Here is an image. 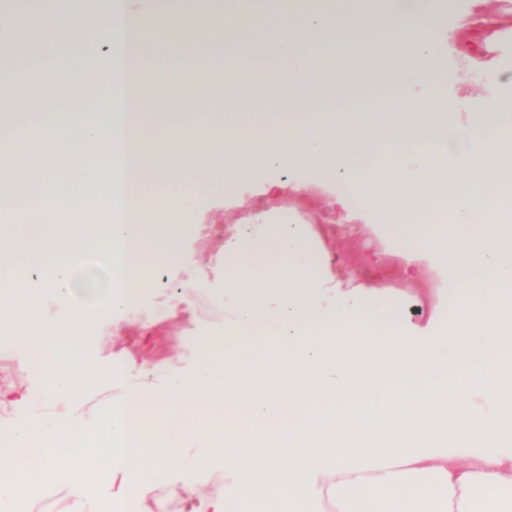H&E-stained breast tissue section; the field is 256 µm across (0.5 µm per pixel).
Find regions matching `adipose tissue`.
<instances>
[{
  "mask_svg": "<svg viewBox=\"0 0 512 512\" xmlns=\"http://www.w3.org/2000/svg\"><path fill=\"white\" fill-rule=\"evenodd\" d=\"M5 0L15 44L54 21L64 43L95 24L102 50L37 66L0 65V334L37 354L62 409L0 431V512H14L23 466L41 477L65 474L71 512H120L149 484L167 481L184 448V418L204 411L193 437L195 464L224 469V493L199 512H512V99L500 57L476 88L478 112L460 121L441 91L446 67L436 34L474 24L456 0H281L269 27L248 31L258 0H194L161 13L159 0ZM177 40L202 55L224 53V79L160 66L150 49ZM261 53L282 69L264 79L242 67ZM105 89L111 114L18 120L49 101L77 97L88 82ZM389 87L377 110L365 84ZM174 106L245 99L300 100L265 126L244 120L206 143L155 125L159 96ZM89 160L111 163L117 198L82 175ZM303 165L316 183L369 185L371 209L349 222L388 234L406 269H434L437 302L426 320L383 318L413 294L336 284L307 258L316 249L306 224H276L271 210L229 227L220 252L226 314L203 337L195 367L170 368L156 391L126 388L93 426L78 404L94 382L123 381L125 367L84 354L108 307L134 306L151 285L145 257L201 280L175 228L205 225L199 196L232 197L264 169ZM80 184L65 211L45 208L61 180ZM42 199L12 205L18 191ZM105 234L82 240L91 223ZM278 255L263 264L256 249ZM85 305L72 306L76 293ZM70 307L56 322L44 294ZM262 326L273 333L257 344ZM160 408L161 425L142 407ZM117 485L108 499L101 486Z\"/></svg>",
  "mask_w": 512,
  "mask_h": 512,
  "instance_id": "obj_1",
  "label": "adipose tissue"
}]
</instances>
